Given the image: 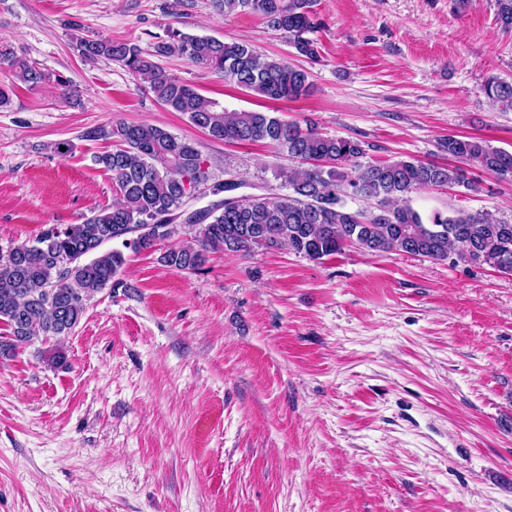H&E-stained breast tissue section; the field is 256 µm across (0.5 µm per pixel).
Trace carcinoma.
I'll list each match as a JSON object with an SVG mask.
<instances>
[{"instance_id": "carcinoma-1", "label": "carcinoma", "mask_w": 512, "mask_h": 512, "mask_svg": "<svg viewBox=\"0 0 512 512\" xmlns=\"http://www.w3.org/2000/svg\"><path fill=\"white\" fill-rule=\"evenodd\" d=\"M313 0H216L226 15L249 13L288 35L296 53L319 61L317 43L307 37L315 28ZM495 19L512 31V0H495ZM88 61L120 62L172 112L186 115L211 139L226 143L266 141L303 166L281 168L285 194L240 196L219 214H206L172 233L188 242L170 247L161 262L180 271H197L215 251L245 255L257 249H287L311 261L348 247L368 253H396L452 264L488 267L512 276V222L489 212L435 211L422 215L410 204L412 194L435 187L480 190V182L460 166L397 158L363 164L362 142L328 136L313 125L286 123L269 112L227 110L191 86L169 76L153 60L178 55L194 67L221 75L236 86L274 101H295L309 94L307 69L263 55L244 42H225L168 29V40L149 52L135 43L78 39ZM15 77L31 86L50 81L35 65L0 52ZM487 98L512 110V83L496 77L483 85ZM116 148L94 156L112 174L116 201L81 224L52 225L31 241L0 255V353L40 342L41 360L49 368L66 362L57 342L84 316L89 301L106 288L123 285L118 275L128 256L155 249L140 239L131 244L114 237L116 228L166 220L183 204L187 185L206 183L205 159L195 143L150 124L118 123L93 131ZM442 152L471 167L512 183V152L486 141L450 135ZM381 206L380 214L353 210L346 198Z\"/></svg>"}]
</instances>
